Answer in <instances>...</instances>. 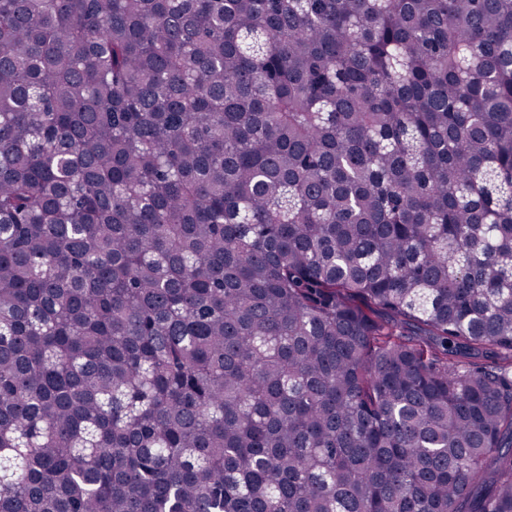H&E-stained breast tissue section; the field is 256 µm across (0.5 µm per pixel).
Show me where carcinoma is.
<instances>
[{
  "instance_id": "carcinoma-1",
  "label": "carcinoma",
  "mask_w": 512,
  "mask_h": 512,
  "mask_svg": "<svg viewBox=\"0 0 512 512\" xmlns=\"http://www.w3.org/2000/svg\"><path fill=\"white\" fill-rule=\"evenodd\" d=\"M0 512H512V0H0Z\"/></svg>"
}]
</instances>
